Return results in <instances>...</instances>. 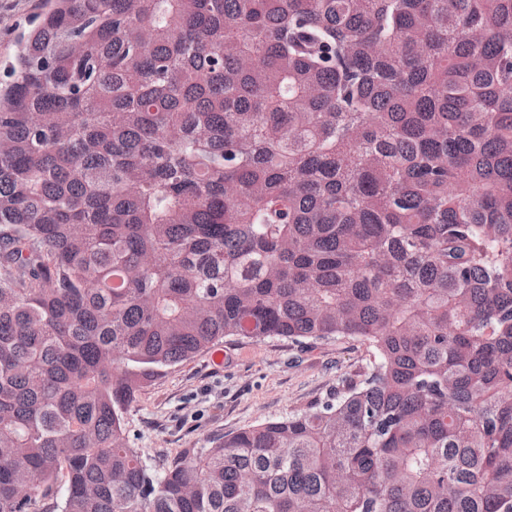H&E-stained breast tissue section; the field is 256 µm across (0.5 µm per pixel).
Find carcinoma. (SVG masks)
<instances>
[{"mask_svg":"<svg viewBox=\"0 0 512 512\" xmlns=\"http://www.w3.org/2000/svg\"><path fill=\"white\" fill-rule=\"evenodd\" d=\"M226 336L375 356L152 470L129 408ZM47 498L512 512V0H46L0 89V512Z\"/></svg>","mask_w":512,"mask_h":512,"instance_id":"cac0c4a2","label":"carcinoma"}]
</instances>
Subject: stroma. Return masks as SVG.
<instances>
[{"instance_id":"35a3bbf8","label":"stroma","mask_w":512,"mask_h":512,"mask_svg":"<svg viewBox=\"0 0 512 512\" xmlns=\"http://www.w3.org/2000/svg\"><path fill=\"white\" fill-rule=\"evenodd\" d=\"M43 8L44 0H0V83ZM372 359V347L351 336L302 344L279 336L224 338L164 368L140 391L127 415L130 440L148 465L160 467L180 449L324 401Z\"/></svg>"}]
</instances>
